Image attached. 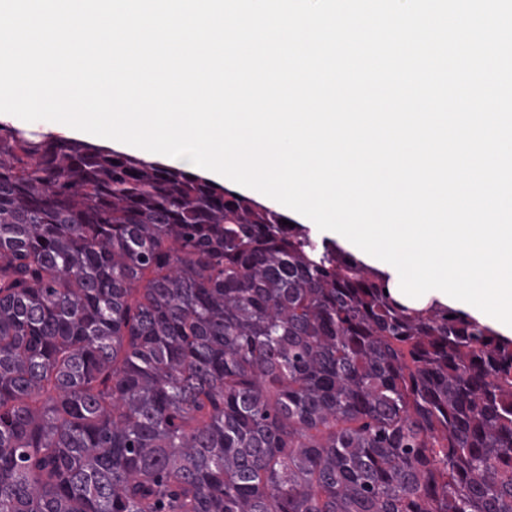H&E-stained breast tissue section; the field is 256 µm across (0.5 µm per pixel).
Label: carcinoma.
<instances>
[{"mask_svg": "<svg viewBox=\"0 0 512 512\" xmlns=\"http://www.w3.org/2000/svg\"><path fill=\"white\" fill-rule=\"evenodd\" d=\"M285 219L0 125V512H512V340Z\"/></svg>", "mask_w": 512, "mask_h": 512, "instance_id": "carcinoma-1", "label": "carcinoma"}]
</instances>
